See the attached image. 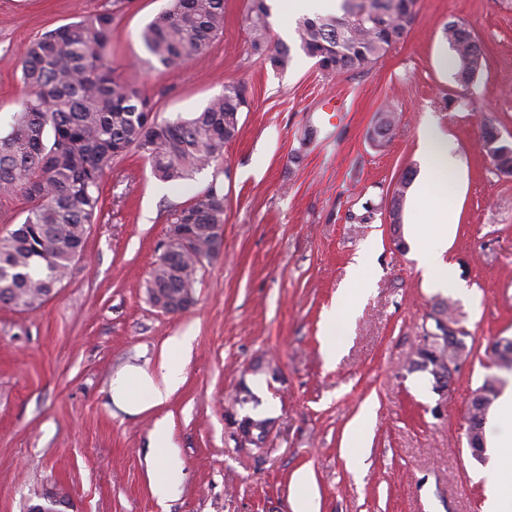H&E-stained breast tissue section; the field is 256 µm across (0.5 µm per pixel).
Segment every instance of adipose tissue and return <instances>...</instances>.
Listing matches in <instances>:
<instances>
[{"label": "adipose tissue", "instance_id": "adipose-tissue-1", "mask_svg": "<svg viewBox=\"0 0 512 512\" xmlns=\"http://www.w3.org/2000/svg\"><path fill=\"white\" fill-rule=\"evenodd\" d=\"M422 159L421 175L410 200L413 215L412 237L416 244L419 266L430 288L444 289L455 278L453 266L444 258L448 238L456 224V207L450 183L458 169L447 137L431 123L419 134ZM374 256L373 247L359 252L350 269L347 286L327 317L325 353L336 360L340 339L354 310L351 295L364 290ZM191 339L172 338L162 354L158 373L129 364L116 371L109 383L112 404L130 416H137L163 405L183 381L185 358ZM494 456L486 475L488 501L486 512H512V393L503 396L490 425ZM154 447L163 449L162 466L149 472L150 487L158 498H167L179 474L178 463L170 455L172 430L165 421H157L151 434Z\"/></svg>", "mask_w": 512, "mask_h": 512}]
</instances>
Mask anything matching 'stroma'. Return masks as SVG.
<instances>
[{
    "label": "stroma",
    "instance_id": "obj_1",
    "mask_svg": "<svg viewBox=\"0 0 512 512\" xmlns=\"http://www.w3.org/2000/svg\"><path fill=\"white\" fill-rule=\"evenodd\" d=\"M114 3L112 66L160 117H189L228 85L245 86L249 106L222 157L183 186L157 180L139 155L114 162L72 274L37 311L0 308V512H27L54 483L67 492L63 512H295L290 482L301 469L314 475L317 512H484L467 409L495 341L512 337V176L495 173L479 132L489 119L512 136V0H418L403 40L339 75L300 51L289 0L270 3V38L292 49L284 70L253 54L246 0H224L223 34L169 69L140 37L166 0H0L1 120L23 95L21 49ZM453 21L486 58L465 86L444 35ZM386 107L398 122L379 150L368 131ZM427 121L460 161L446 252L457 280L442 291L417 268L410 210L397 224L387 214L401 174L419 167ZM214 180L224 186V253L200 271L191 308L162 313L147 287L168 214ZM369 244V287L352 297L341 354L327 364V313ZM441 301L468 350L444 398L410 367ZM184 335L189 362L166 403L138 416L111 405L112 373L155 367L165 341ZM366 408L353 458L345 436ZM248 416L266 423L261 444L239 433ZM161 418L180 462L164 501L147 475Z\"/></svg>",
    "mask_w": 512,
    "mask_h": 512
}]
</instances>
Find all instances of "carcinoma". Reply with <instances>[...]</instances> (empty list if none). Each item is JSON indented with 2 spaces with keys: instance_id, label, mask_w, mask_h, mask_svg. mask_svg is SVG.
<instances>
[{
  "instance_id": "carcinoma-1",
  "label": "carcinoma",
  "mask_w": 512,
  "mask_h": 512,
  "mask_svg": "<svg viewBox=\"0 0 512 512\" xmlns=\"http://www.w3.org/2000/svg\"><path fill=\"white\" fill-rule=\"evenodd\" d=\"M417 0H340L341 14L316 15L298 23L299 48L324 73L363 70L375 64L411 29ZM113 8L59 26L29 43L20 54L25 96L0 134V195H20L27 215L0 237V305L20 311L39 309L83 255L91 225L102 207L103 181L112 162L138 152L160 181L182 185L221 158L224 145L240 131L245 90L228 86L188 119L159 118L153 99L118 79L110 62ZM267 0H247L245 19L255 55L278 70L292 55L285 44H270ZM224 30V0H168L144 28L142 39L157 62L170 68L204 55ZM457 68L462 59L483 53L463 24L445 30ZM398 121L390 109L379 112L374 141L386 147ZM413 177L408 170L395 189L392 216ZM173 224L224 223V188L217 181L197 190L190 203L174 210ZM202 253L158 258L148 295L170 282L173 296L194 289L204 267ZM448 362L446 344L418 348L411 367L438 380ZM493 366L512 372V345L494 348ZM505 381L488 374L478 390L496 401Z\"/></svg>"
}]
</instances>
